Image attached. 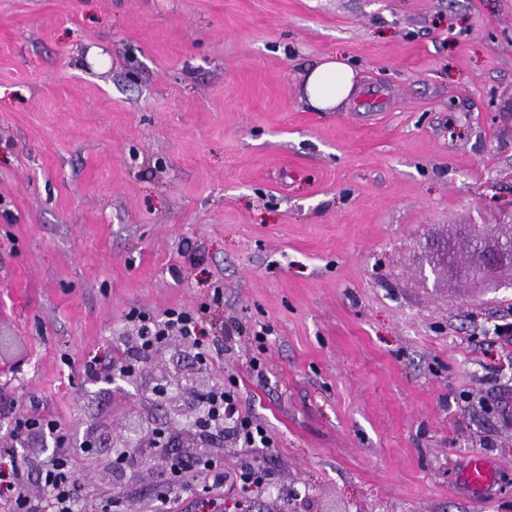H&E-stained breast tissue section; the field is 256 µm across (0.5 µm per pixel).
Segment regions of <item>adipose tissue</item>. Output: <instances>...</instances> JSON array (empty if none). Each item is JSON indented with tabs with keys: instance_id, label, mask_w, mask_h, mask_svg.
Wrapping results in <instances>:
<instances>
[{
	"instance_id": "1",
	"label": "adipose tissue",
	"mask_w": 512,
	"mask_h": 512,
	"mask_svg": "<svg viewBox=\"0 0 512 512\" xmlns=\"http://www.w3.org/2000/svg\"><path fill=\"white\" fill-rule=\"evenodd\" d=\"M355 75V70L343 56L323 59L305 76L303 93L306 102L318 112L335 111L353 94Z\"/></svg>"
}]
</instances>
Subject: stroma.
<instances>
[{
	"label": "stroma",
	"instance_id": "1",
	"mask_svg": "<svg viewBox=\"0 0 512 512\" xmlns=\"http://www.w3.org/2000/svg\"><path fill=\"white\" fill-rule=\"evenodd\" d=\"M337 53L361 90L314 111ZM509 222L512 0H0V448L59 420L87 512H161L158 449L118 478L113 439L187 429L162 375L234 374L275 446L223 512H512V270L463 274ZM204 304L205 358L138 355L128 311ZM461 481L475 494L483 495L494 482V469L481 456H473L461 474Z\"/></svg>",
	"mask_w": 512,
	"mask_h": 512
}]
</instances>
